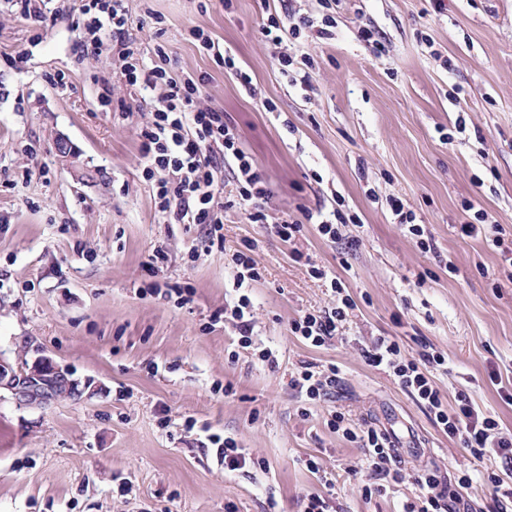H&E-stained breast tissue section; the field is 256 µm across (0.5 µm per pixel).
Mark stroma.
I'll return each instance as SVG.
<instances>
[{
  "label": "stroma",
  "mask_w": 512,
  "mask_h": 512,
  "mask_svg": "<svg viewBox=\"0 0 512 512\" xmlns=\"http://www.w3.org/2000/svg\"><path fill=\"white\" fill-rule=\"evenodd\" d=\"M441 3L436 12L430 0H348L332 38L300 39L319 62L305 91L281 76V49L258 29L270 12L305 14L315 0H233L228 11L125 0L141 50L162 40L173 73L206 75L201 101L223 108L265 172L271 218L330 208L339 195L361 218L339 243L312 224L285 243L228 207L224 245L209 248L196 226L163 222L142 177L136 132L157 92L127 85L111 53L76 63L69 19L38 27L0 0V355L52 357L84 386L45 409L0 398V512H303L320 491L334 512H400L417 486L365 499L362 451L328 425L336 410L394 431L406 473L496 470L360 350L378 336L414 356L430 344L448 357L435 373L447 401L467 393L512 430V404L499 395L512 385V267L483 237L460 232L481 209L512 241V0ZM149 10L161 30L144 22ZM366 23L387 56L357 40ZM193 26L235 54L256 96L194 43ZM58 72L67 88L49 82ZM102 75L112 78L106 111ZM391 197L427 226L433 251L394 223ZM248 240L264 272L249 290L254 347L271 349V364L239 347L231 322L210 321L235 296L231 256ZM157 247L168 255L158 282L190 283L193 303L146 292L143 266ZM311 263L357 304L321 348L290 332L303 312L334 301ZM303 361L336 363L343 377L307 409L289 385ZM215 434L236 438L251 464L226 473Z\"/></svg>",
  "instance_id": "1"
}]
</instances>
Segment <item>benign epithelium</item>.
Segmentation results:
<instances>
[{"label": "benign epithelium", "mask_w": 512, "mask_h": 512, "mask_svg": "<svg viewBox=\"0 0 512 512\" xmlns=\"http://www.w3.org/2000/svg\"><path fill=\"white\" fill-rule=\"evenodd\" d=\"M20 407L46 408L80 393L71 373L52 358L41 356L32 363H12L0 357V392Z\"/></svg>", "instance_id": "obj_1"}]
</instances>
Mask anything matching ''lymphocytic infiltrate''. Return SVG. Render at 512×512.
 Listing matches in <instances>:
<instances>
[{
    "mask_svg": "<svg viewBox=\"0 0 512 512\" xmlns=\"http://www.w3.org/2000/svg\"><path fill=\"white\" fill-rule=\"evenodd\" d=\"M339 2L317 0L319 10L314 15L269 14L260 26V34L265 41L278 45L296 43L309 29L328 35L335 25L334 12ZM69 14L78 33L74 44L78 60L110 50L120 60L121 74L128 85L161 92L151 120L139 130L138 141L143 174L152 184L155 207L165 223L196 225L209 245H223L224 185L218 174L227 166L233 174L236 202L246 223L269 224L266 177L242 148L233 127L225 122L223 109L201 103L203 78L189 74L178 77L149 65L132 47L131 22L124 0H79ZM359 221V216L341 203L327 213L306 210L301 217L287 216L269 226L271 234L287 243L302 232L304 225L314 224L324 239L335 243L341 238V226ZM253 249L249 242L233 253V288L239 296L211 317L215 323L223 318L231 320L244 348L250 347L255 327L247 290L262 278L251 256ZM308 273L313 279L328 280L334 303L300 315L292 321L291 332L307 346L319 348L337 336L356 303L341 279L328 277L316 265L310 266ZM361 354L368 366L393 376L434 423L449 437L459 439L474 459L498 460L501 473H489L483 485L499 512H504L506 505L512 504V484L503 479L504 474L512 472V432L476 407L466 393H459L454 405L445 403L433 372L446 364V356L434 350L422 351L416 358L406 356L400 342L388 336L363 345ZM340 380L338 366L304 362L292 374L290 385L304 404L314 405L329 396ZM330 425L364 450L368 470V480L362 488L364 496L385 492L387 487L404 482L406 477L388 433L366 424L348 423L341 412L334 415ZM412 480L420 494L416 500L405 502L402 512H461L459 491L473 483L467 473L457 483H449L437 470L429 468L418 470Z\"/></svg>",
    "mask_w": 512,
    "mask_h": 512,
    "instance_id": "lymphocytic-infiltrate-1",
    "label": "lymphocytic infiltrate"
}]
</instances>
